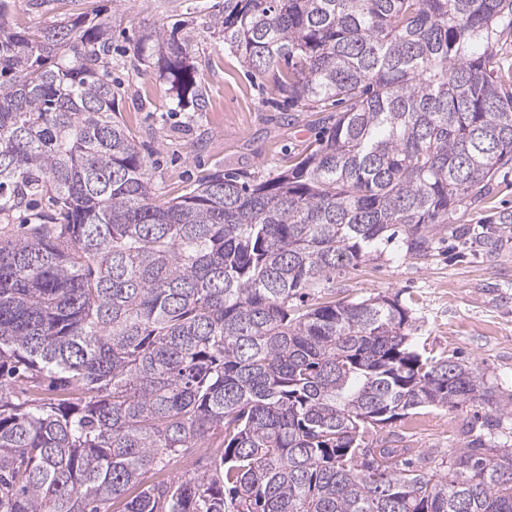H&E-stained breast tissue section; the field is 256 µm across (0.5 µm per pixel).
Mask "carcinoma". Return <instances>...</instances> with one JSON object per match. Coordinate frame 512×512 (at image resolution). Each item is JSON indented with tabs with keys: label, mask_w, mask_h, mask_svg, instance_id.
<instances>
[{
	"label": "carcinoma",
	"mask_w": 512,
	"mask_h": 512,
	"mask_svg": "<svg viewBox=\"0 0 512 512\" xmlns=\"http://www.w3.org/2000/svg\"><path fill=\"white\" fill-rule=\"evenodd\" d=\"M5 7L0 221L52 210L0 239V512H512V448L477 437L441 470L369 442L492 403L484 377L415 345L396 299L305 301L382 245L429 256L512 166V0H221L210 28L252 71L342 110L277 175L169 200L116 115L112 24L17 30ZM192 42L162 27L132 56L201 112ZM193 448L204 472H166Z\"/></svg>",
	"instance_id": "cac0c4a2"
}]
</instances>
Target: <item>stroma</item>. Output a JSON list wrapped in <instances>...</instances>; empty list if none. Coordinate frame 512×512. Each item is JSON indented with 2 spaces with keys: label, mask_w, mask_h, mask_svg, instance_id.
Here are the masks:
<instances>
[{
  "label": "stroma",
  "mask_w": 512,
  "mask_h": 512,
  "mask_svg": "<svg viewBox=\"0 0 512 512\" xmlns=\"http://www.w3.org/2000/svg\"><path fill=\"white\" fill-rule=\"evenodd\" d=\"M214 0H8L9 21L38 29L74 13L112 20V50L125 66L113 71L124 92L115 108L143 142L152 183L165 199L182 194L215 169L274 175L302 153L322 125L317 112L279 111L272 83L253 79L237 54L209 30ZM187 21L195 64L208 97L204 111H173L155 71L129 49L141 34ZM453 225L470 227L463 241L450 232L430 256L412 259L385 248L381 259L348 269L330 283L336 301L377 294L398 297L412 312L417 339L483 374L499 404L512 401V167L502 170L479 205L458 209ZM512 446V415L491 419L488 406L429 408L378 430L390 446L407 445L433 457L475 437Z\"/></svg>",
  "instance_id": "35a3bbf8"
}]
</instances>
